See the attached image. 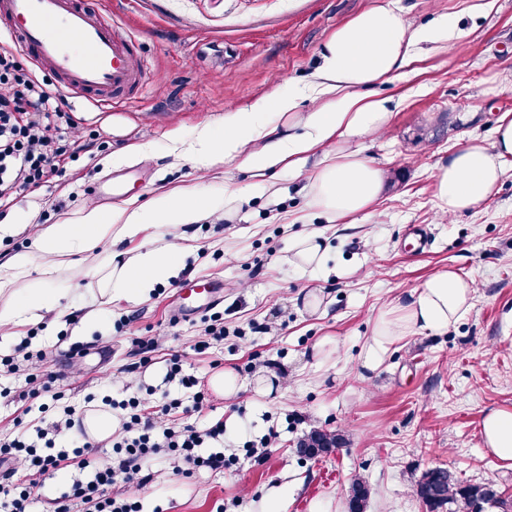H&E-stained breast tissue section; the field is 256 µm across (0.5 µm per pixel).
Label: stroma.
Listing matches in <instances>:
<instances>
[{"label":"stroma","mask_w":512,"mask_h":512,"mask_svg":"<svg viewBox=\"0 0 512 512\" xmlns=\"http://www.w3.org/2000/svg\"><path fill=\"white\" fill-rule=\"evenodd\" d=\"M97 2L114 15L117 35L139 36L144 84L118 109L74 108L93 141L63 176L18 196L0 264L32 247L37 226L80 223L96 207L93 185L110 171L126 169L129 195L142 203L178 189L231 190L238 201L230 223L214 217L187 229L183 269L147 299L102 301L98 323L65 305L42 322L0 330V357L46 352L42 369L62 393L49 417L108 411L118 423L122 410H107L105 399L188 400L190 390L168 376L177 353L210 392L202 412L182 422L234 421L225 455L243 458L250 443L258 457L187 478L179 455L161 451L146 462L153 479L141 512H259L271 499L279 512H347L357 477L373 488L367 512H428L412 478L435 465L512 499V463L489 452L481 431L488 410L512 411V161L480 209L446 219L432 177L469 140L492 144L499 119L512 115V0H399L412 26L447 15L457 30L371 87L396 108L383 134L363 144L383 188L352 224L329 223L312 207L308 173L261 180L220 155L198 165L189 149L201 130L223 135L227 117L276 91L298 93L300 110H312L321 44L376 0ZM313 232L336 257L310 275L290 259ZM448 269L474 281L470 310L447 330L403 338L377 371L365 370L360 354L380 310ZM199 276L220 288L223 335H206L202 315L174 316L180 288ZM261 324L269 332H258ZM227 370L241 384L230 398L209 389ZM1 386L11 390L0 398L3 442L20 418L38 416L40 402L28 396L25 371L0 377ZM314 428L344 431L348 441L329 458L303 457L297 444ZM86 477L70 466L44 476L35 512H53Z\"/></svg>","instance_id":"1"}]
</instances>
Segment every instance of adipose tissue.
<instances>
[{"label":"adipose tissue","instance_id":"1","mask_svg":"<svg viewBox=\"0 0 512 512\" xmlns=\"http://www.w3.org/2000/svg\"><path fill=\"white\" fill-rule=\"evenodd\" d=\"M454 29L447 18L434 28L412 27L393 0H378L338 26L324 43L314 87L319 105L301 112L295 95L273 94L251 111L234 116L222 137L202 131L195 157L204 163L221 155L259 176L312 164L313 206L332 222L354 219L376 204L383 183L381 170L364 156L361 143L381 133L392 118L391 99L364 96L363 88L391 81L408 64L414 48L449 38ZM272 112L287 115L289 125L302 126V134H271L266 118ZM257 137L267 138V145L258 152L248 151V143ZM510 158L512 118L505 116L498 122L492 145L471 140L436 166L433 179L441 211L452 216L481 206ZM232 202L229 196L220 201L188 191L167 192L146 205L131 199L109 212L90 211L78 224L40 227L33 250L17 253L0 265V294L6 297L0 306V327L40 319L61 305L65 294L56 280L69 257L97 260L105 245L152 227L157 231L155 242L112 265L101 292L85 291L81 304L95 305L101 293L132 302L147 298L183 267L184 249L167 242V235L212 217L221 204ZM29 273L36 276L32 287H16V280ZM472 299V281L455 271L430 277L405 301L378 314L374 334L363 349L364 368L376 370L390 347L404 337L447 329L469 310ZM481 430L486 448L499 460L511 462L512 411L490 410Z\"/></svg>","mask_w":512,"mask_h":512}]
</instances>
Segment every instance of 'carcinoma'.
<instances>
[{"instance_id":"obj_1","label":"carcinoma","mask_w":512,"mask_h":512,"mask_svg":"<svg viewBox=\"0 0 512 512\" xmlns=\"http://www.w3.org/2000/svg\"><path fill=\"white\" fill-rule=\"evenodd\" d=\"M346 443L340 432L313 430L300 440L302 454L310 457H323ZM416 496L430 509L439 512L446 506H455V512H467L473 499H483L494 503L501 512H512V500L504 497L499 489L488 483L470 484L460 481L447 468L434 466L425 470L414 483ZM371 495L365 481L355 478L347 493L348 512H365Z\"/></svg>"}]
</instances>
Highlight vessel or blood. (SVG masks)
<instances>
[{
    "label": "vessel or blood",
    "instance_id": "vessel-or-blood-1",
    "mask_svg": "<svg viewBox=\"0 0 512 512\" xmlns=\"http://www.w3.org/2000/svg\"><path fill=\"white\" fill-rule=\"evenodd\" d=\"M14 46L78 104L112 106L141 79L134 40L90 0H0Z\"/></svg>",
    "mask_w": 512,
    "mask_h": 512
}]
</instances>
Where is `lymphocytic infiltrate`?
Returning <instances> with one entry per match:
<instances>
[{
  "label": "lymphocytic infiltrate",
  "instance_id": "lymphocytic-infiltrate-1",
  "mask_svg": "<svg viewBox=\"0 0 512 512\" xmlns=\"http://www.w3.org/2000/svg\"><path fill=\"white\" fill-rule=\"evenodd\" d=\"M83 133L59 94L48 90L31 72L12 47L0 46V217H6L19 192L37 189L51 178L62 176L65 162ZM180 400L158 404L154 415H146L145 403L129 401L122 424V455L117 465L92 467L96 445L82 439L71 449H60L56 439L72 419L58 422L40 417L22 424L18 435L0 442V460L12 462L17 482L0 484V512H31L41 477L61 465L90 469L87 482L73 483L69 492L54 502L55 512H71L79 502L83 512H139V491L149 480L142 464L161 449L179 453L186 473L200 469L221 471L238 465V458L216 451L206 455L199 449L205 442L224 438L223 422L200 428L173 418ZM122 482L123 497L115 499L112 487Z\"/></svg>",
  "mask_w": 512,
  "mask_h": 512
}]
</instances>
